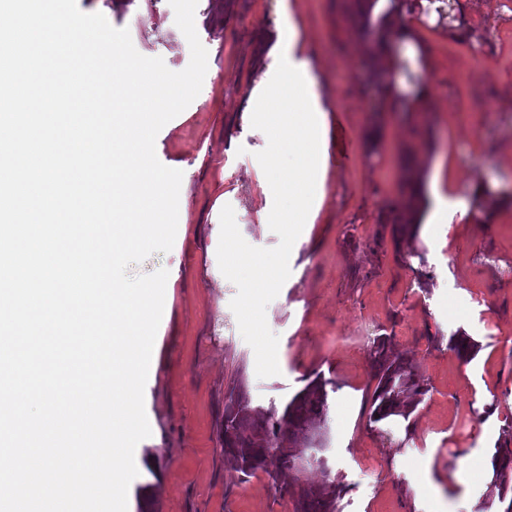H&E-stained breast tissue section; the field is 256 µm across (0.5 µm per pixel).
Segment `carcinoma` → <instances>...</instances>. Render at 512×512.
I'll return each mask as SVG.
<instances>
[{
  "label": "carcinoma",
  "instance_id": "cac0c4a2",
  "mask_svg": "<svg viewBox=\"0 0 512 512\" xmlns=\"http://www.w3.org/2000/svg\"><path fill=\"white\" fill-rule=\"evenodd\" d=\"M449 347L466 361L477 351V345L462 333L449 338ZM369 358L376 380L369 421L408 419L426 392L423 380L384 337L371 342ZM335 390L336 383L318 373L279 415L273 408L265 410L252 405L244 382L236 383L224 397L220 424L224 458L244 481L260 470L265 472L276 487L289 495L293 512H339L342 488L331 476L327 459L306 456L310 448L323 450L329 392ZM307 464L321 469V483L300 482L298 474ZM492 464L490 482L478 512H512V497H508L512 492V449H495Z\"/></svg>",
  "mask_w": 512,
  "mask_h": 512
}]
</instances>
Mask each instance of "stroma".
I'll return each mask as SVG.
<instances>
[{"mask_svg": "<svg viewBox=\"0 0 512 512\" xmlns=\"http://www.w3.org/2000/svg\"><path fill=\"white\" fill-rule=\"evenodd\" d=\"M292 2L320 86L334 93L330 129L349 133L352 153L332 159L325 202L304 242L288 248L286 225L262 217L254 178L274 144L240 114L264 65L254 41L274 32L278 0H198L207 74L155 142L159 161L182 170L190 205L179 212L173 248L127 269H167L173 285L144 392L157 437L136 447L128 508L139 512L146 486L153 512H293L264 472L243 482L225 464L224 394L240 376L253 405L280 411L319 372L336 381L325 455L343 486L340 512H477L490 473L473 464L512 448V0H447L457 23H421L431 62L429 97L416 111L389 101L360 56L378 21L355 22L353 0ZM77 5L128 29L142 55L173 71L188 66L168 0ZM440 157L452 161L470 216L444 242L428 233L429 197L402 208L409 171L429 179ZM219 198L220 288L206 277ZM283 255L285 269L261 287L237 273ZM456 333L477 343L471 360L449 349ZM377 336L427 384L409 419L369 420L368 345Z\"/></svg>", "mask_w": 512, "mask_h": 512, "instance_id": "1", "label": "stroma"}]
</instances>
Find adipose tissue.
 I'll return each instance as SVG.
<instances>
[{
    "mask_svg": "<svg viewBox=\"0 0 512 512\" xmlns=\"http://www.w3.org/2000/svg\"><path fill=\"white\" fill-rule=\"evenodd\" d=\"M282 10L278 39L242 111L246 122L269 131L293 171L291 178L280 179L275 158H258L254 171L265 195L264 215L275 224L307 225L314 223L326 196L330 108L319 91L307 42L289 0H284ZM451 185L449 169L437 163L425 190L434 200L433 222L442 235L467 215L466 208L449 195Z\"/></svg>",
    "mask_w": 512,
    "mask_h": 512,
    "instance_id": "1",
    "label": "adipose tissue"
}]
</instances>
